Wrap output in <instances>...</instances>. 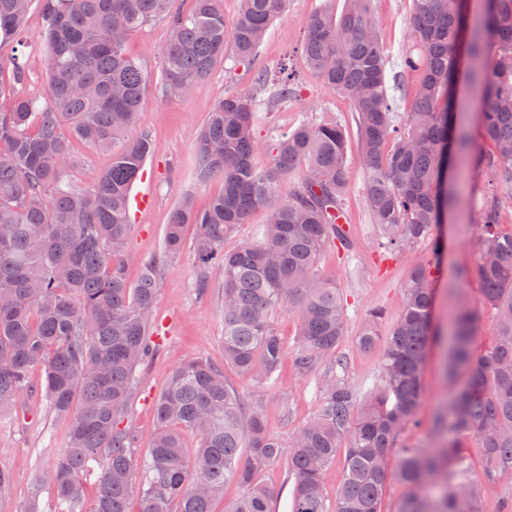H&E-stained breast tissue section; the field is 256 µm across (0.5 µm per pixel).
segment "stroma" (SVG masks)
I'll return each mask as SVG.
<instances>
[{
    "instance_id": "stroma-1",
    "label": "stroma",
    "mask_w": 512,
    "mask_h": 512,
    "mask_svg": "<svg viewBox=\"0 0 512 512\" xmlns=\"http://www.w3.org/2000/svg\"><path fill=\"white\" fill-rule=\"evenodd\" d=\"M343 0H288L284 13L274 20L253 60L240 63L225 57L210 76L196 87L191 96H166L160 83L158 49L166 42L165 23L157 21L132 34L126 41L129 55L144 67L147 89L138 118L129 129L128 138L148 137L152 144L144 172L133 184V193H145L149 204L135 215L125 250V273L136 282L141 261L160 253L169 213L184 194H191L197 209H204L210 199L223 189L221 181L199 184L195 177L194 145L200 128L214 104L236 93L257 94L261 105L254 126L260 144H267L275 132L293 128L300 120L338 121L348 136L357 133L356 118L349 103L318 81L307 69L301 50L308 20L312 13L328 9L339 11ZM380 19V32L390 66L396 74L400 56L411 50L407 17L409 0H374ZM45 21L39 7H32L26 21V44L0 38V63L25 56L29 63L26 80L28 93H39L44 85L40 36ZM296 73L300 92L285 106L270 102L269 91L258 88L257 73L277 74L279 69ZM398 74V73H397ZM488 149L479 132H471L468 154L472 159L459 187V203L449 212L438 233L445 247L440 257H432L427 247L403 255L380 253L377 233L370 221L363 196L366 172L352 165L350 186L344 210L356 244L352 254L326 249L318 269L334 279L347 296L348 334L341 346L348 360L349 379L361 383L372 378L383 350L382 345L368 352L359 349L357 337L366 313L383 309L394 316L399 309L402 286L413 262H429L436 299L434 321L439 331L448 328V314L455 295H462L477 312L473 341L475 351L491 348L495 342L496 322L480 303L481 284L477 274L483 202L491 183L490 173L474 164L473 159ZM196 258L192 246H185L179 256L163 261L162 287L155 299L151 332L160 338L158 353L138 370V385L130 401L126 422L138 434L141 444H148L155 428L154 403L163 391L172 370L195 358L220 365L224 362L221 336V302L224 272L211 268L207 292L195 285ZM442 344L434 342L422 374L423 400L416 422L401 435L404 443L428 446L436 439L431 430L434 416L448 397V381L442 370ZM228 380L251 402L261 405L271 431L280 439L309 421L318 400L313 383L298 376L291 365H284L279 378L271 384L257 385L227 371ZM68 439L66 420L56 417L40 393L24 398L14 409L0 414V470L9 472L11 484L0 496V512H25L35 471L50 469L55 456Z\"/></svg>"
}]
</instances>
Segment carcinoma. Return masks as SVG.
I'll return each mask as SVG.
<instances>
[{
	"mask_svg": "<svg viewBox=\"0 0 512 512\" xmlns=\"http://www.w3.org/2000/svg\"><path fill=\"white\" fill-rule=\"evenodd\" d=\"M39 3L44 95L0 77V411L18 404L42 373L50 410L67 420L69 436L53 468L34 473L36 512L43 490L60 512H87L83 476L97 479L92 512H214L224 485L242 495L225 512H270L274 490L261 470L282 465L293 481L290 512H381L391 481L408 489L399 512H483L478 484L495 490L497 512H512V231L500 214L512 203V0L484 5L481 26L467 24L463 0H410L409 27L416 52L401 57V72H417L406 119L397 121L388 85L387 55L373 0H343L340 13L312 14L302 51L309 71L348 100L357 119L356 152L335 122L302 119L277 134L267 164L256 162L257 98L237 93L220 99L196 145V179L223 182L207 209L184 199L171 211L162 251L141 262L135 284L124 274V249L132 224L130 190L143 170L150 143L140 137L112 154V163L89 189L76 187L77 164L68 140L109 152L136 122L147 84L142 65L125 51L126 39L150 23L169 34L158 58L161 86L170 97L189 95L231 49L240 62L255 54L288 0H239L232 19L224 0H0V37L25 38L24 23ZM481 89V135L489 151L476 163L491 171L494 188L483 208L478 277L481 304L497 324L496 342L480 356L471 342L477 314L460 309L448 331V374L464 377L436 417L439 442L430 448L400 441L422 401V373L431 341L434 288L428 266L414 265L402 288L399 313L390 322L378 372L370 386L346 376L340 351L348 333L346 298L320 275L319 254L351 251L331 212L342 209L350 162L367 171L364 196L378 247L402 254L419 246L436 255L433 237L453 196L440 191L448 146L464 153V119L452 92L460 81ZM298 96L292 74L278 80L271 98L286 105ZM297 177L278 199L279 184ZM267 223L233 251L224 239L257 208ZM195 227L196 286L210 287L208 269L224 268V366L203 359L179 365L157 398V428L145 455L125 423L135 372L158 349L148 326L160 287L158 267L179 254L184 230ZM298 320L293 348L277 333L276 316ZM383 313L370 310L359 346L373 347ZM314 382V417L283 443L263 411L230 385L224 368L266 384L285 360ZM201 437L193 477L181 429ZM480 440L479 483L461 452L460 437ZM397 465L390 469L388 460ZM341 468L335 501L322 483L325 470ZM447 484L439 486L440 472Z\"/></svg>",
	"mask_w": 512,
	"mask_h": 512,
	"instance_id": "1",
	"label": "carcinoma"
}]
</instances>
